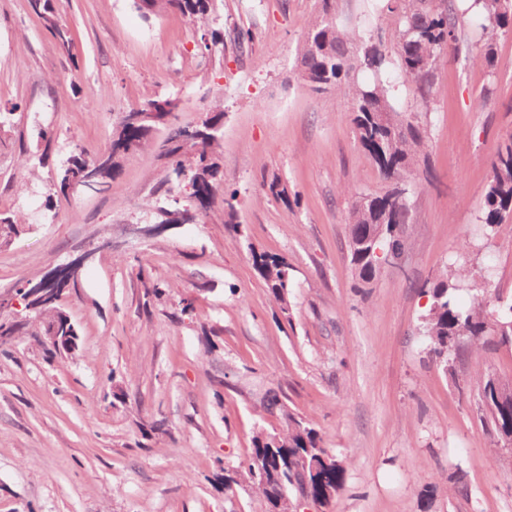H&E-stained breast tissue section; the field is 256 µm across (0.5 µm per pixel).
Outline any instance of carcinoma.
Returning <instances> with one entry per match:
<instances>
[{"label":"carcinoma","instance_id":"carcinoma-1","mask_svg":"<svg viewBox=\"0 0 512 512\" xmlns=\"http://www.w3.org/2000/svg\"><path fill=\"white\" fill-rule=\"evenodd\" d=\"M216 2L143 0L136 10L146 19L174 12L200 25L203 52L224 46L226 39L241 46L249 38L248 33L234 30L226 35ZM30 5L62 51L70 53L71 35L57 22L52 0H30ZM335 5L336 0H321V9L299 48L298 75L313 92L334 91L351 101L358 142L388 183L382 193L342 190L350 200V257L358 287L362 288L371 284L381 269L375 248L405 251L403 225L410 220V197L418 188L419 162L429 142L427 113L431 111L438 71L450 54L464 49L472 64L493 73L496 41L512 35V0H384L381 9L390 15V25L371 29L363 36L337 23ZM393 65L410 82L424 111L403 113L396 109L394 85L383 78ZM358 70L371 72L376 79L363 83L355 77ZM172 101L171 97L145 100L137 106L141 118L133 122L122 115L103 151L91 153L74 146L51 177L55 192L68 193L92 172L96 174L92 188L104 187L119 174L123 158L151 148L166 161L157 198L148 208L154 223L187 222L188 209L208 210L224 180L219 152L224 109L216 106L207 111L208 121L201 126L171 128L166 106ZM491 168L482 217L488 237L512 214V132L498 145ZM236 200L237 191L224 194V223L233 231L237 230ZM26 227L14 215L0 212V246L12 243ZM482 248L477 241L458 242L451 262L429 282L431 304L422 318V327L431 353L439 359L449 361L465 349L483 350L512 343V301L503 302L500 291L489 288L491 274L474 266V255ZM252 263L283 316H288V264L266 253L252 254ZM477 277L483 286L475 289L469 306H458L456 291ZM51 320L49 314L1 315L0 335L14 331L21 335L29 325L41 329ZM472 387L498 441L512 439V381L481 372L472 379ZM264 408L281 413L283 429L255 435L247 465L222 467L224 493L233 495L247 487L260 497L264 512H280L287 505L279 502L293 501L300 495L328 506L343 485L344 468L333 460L328 470L304 474L303 463L325 453L323 437L289 412L275 394L267 395Z\"/></svg>","mask_w":512,"mask_h":512}]
</instances>
